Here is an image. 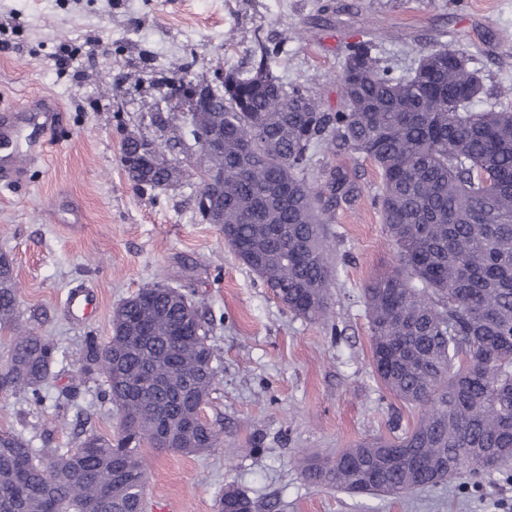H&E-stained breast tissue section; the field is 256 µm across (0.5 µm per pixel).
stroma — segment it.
<instances>
[{"label": "stroma", "instance_id": "obj_1", "mask_svg": "<svg viewBox=\"0 0 512 512\" xmlns=\"http://www.w3.org/2000/svg\"><path fill=\"white\" fill-rule=\"evenodd\" d=\"M287 38L277 61L286 84L313 88L328 106L340 100L336 72L348 43L373 40L385 64L411 76L425 45L465 50L482 80L472 105L511 106L512 0H0V107L47 97L64 111L39 134L23 176L0 184V254L13 261L23 322L54 337L68 358L49 394L77 380L85 336L108 339L115 308L140 288L164 282L191 293L217 323L210 342L217 380L203 409L224 428V444L205 452L147 451L145 497L180 512H217L224 490L238 488L254 512H512V484L485 479L463 490L458 479L394 496H356L315 486L294 463L330 455L416 412L371 374L364 290L394 260L372 200L375 165L350 153H317L308 179L338 170L355 185L327 226L333 269L329 323L289 314L198 218V157L171 154L178 185L140 192L119 160L122 131L150 139L181 133L179 108L164 103L159 81L185 58L211 80L216 61L244 69L257 38ZM165 130L151 121L156 110ZM79 211L72 226L53 209ZM76 288L96 292L99 309L76 318L66 306ZM87 382L78 407L40 406L0 396V428L34 447L68 448L76 412L94 432L117 435V415Z\"/></svg>", "mask_w": 512, "mask_h": 512}]
</instances>
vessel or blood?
<instances>
[{"label":"vessel or blood","mask_w":512,"mask_h":512,"mask_svg":"<svg viewBox=\"0 0 512 512\" xmlns=\"http://www.w3.org/2000/svg\"><path fill=\"white\" fill-rule=\"evenodd\" d=\"M60 112V105L49 98H37L25 105L0 111V166L21 171L26 157L15 151V137L27 126L49 127L57 120ZM67 305L71 311L85 317L96 311L98 298L90 289L73 291L68 296Z\"/></svg>","instance_id":"vessel-or-blood-1"}]
</instances>
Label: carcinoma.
<instances>
[{"label": "carcinoma", "instance_id": "carcinoma-1", "mask_svg": "<svg viewBox=\"0 0 512 512\" xmlns=\"http://www.w3.org/2000/svg\"><path fill=\"white\" fill-rule=\"evenodd\" d=\"M287 40L257 39L250 69L216 64L221 92L188 137L224 133V156L199 155L201 177L224 168V243L296 317L329 321L327 213L354 193L339 171L314 186L312 156L342 148L381 175L376 198L395 253L364 289L371 364L380 385L417 411L393 437L367 438L303 464L314 485L398 496L445 484L477 486L496 473L512 483V112L473 111L481 92L463 50L429 46L414 74L398 76L368 41L349 46L326 108L306 86L285 87L275 64ZM153 140L122 134L123 170L138 190L166 188L180 170ZM19 309L12 262L0 255V326ZM214 318L162 282L140 289L112 317V335L84 340L81 373L115 408V439L82 431L71 448H36L0 430V512H145L142 447L175 433L185 453L213 448L223 428L201 422L216 384L207 333ZM66 354L34 327H13L0 364V395L78 405L79 387L46 385ZM402 448L399 459L383 454ZM229 487L217 512H253Z\"/></svg>", "mask_w": 512, "mask_h": 512}]
</instances>
